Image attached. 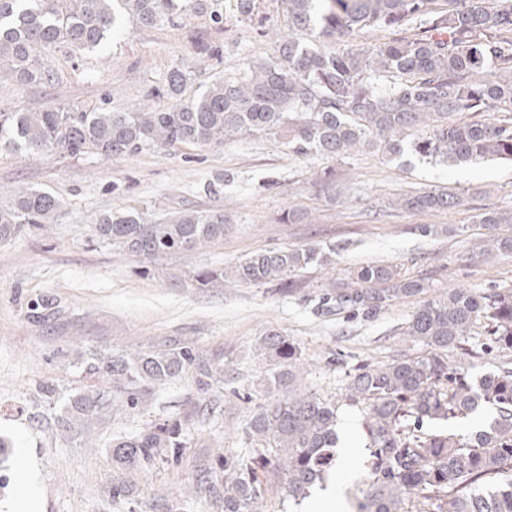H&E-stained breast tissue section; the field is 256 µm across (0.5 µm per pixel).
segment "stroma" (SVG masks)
<instances>
[{"instance_id": "1", "label": "stroma", "mask_w": 512, "mask_h": 512, "mask_svg": "<svg viewBox=\"0 0 512 512\" xmlns=\"http://www.w3.org/2000/svg\"><path fill=\"white\" fill-rule=\"evenodd\" d=\"M288 31L281 0H255L241 18L224 0V26L189 16L173 24L133 28L101 51L54 50L40 84L0 80V109H93L115 112L169 106L157 96L162 76L188 68L185 94L193 97L220 74L274 55ZM324 160L290 152L281 138L243 136L222 144L156 148L109 159L0 152V203L40 189L62 207L46 230H27L0 242V435L14 453L0 481V512H127L114 499L118 475L109 448L117 436L138 434L170 419L186 427L184 448L139 471L130 498L142 512H224L222 502L196 494L201 471L220 468L224 450L245 447L242 428L257 405L274 400L264 385L266 362L257 349L265 330L290 336L305 357V382L338 400L337 431L355 441L348 464L332 480L342 503L361 484L369 451L359 403L345 398L346 376L367 361L418 356L421 344L397 329L420 301L400 298L366 318L318 311L321 286L343 281L367 263L401 266L426 279L430 296L455 287L512 289V255L474 253L468 234L424 237L421 224H469L478 209H512V162L434 166L411 157L387 162L375 153L335 161L336 199L315 183ZM216 190L206 193L207 183ZM452 187L468 194L457 211L391 208L404 191ZM185 209L224 212L222 241L191 255L144 262L98 241L100 214L138 210L159 220ZM305 214L288 223L289 210ZM344 244L330 265L296 275L298 290L225 283L196 287L202 267H230L268 248ZM52 299L58 315L38 324L32 302ZM177 340L215 358L224 376L213 387L222 413L205 414L207 395L192 373L161 386L134 414H114L86 434L59 431L62 402L86 385L77 355L131 353Z\"/></svg>"}]
</instances>
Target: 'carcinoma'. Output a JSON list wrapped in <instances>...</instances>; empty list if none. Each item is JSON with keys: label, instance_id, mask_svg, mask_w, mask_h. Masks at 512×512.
<instances>
[{"label": "carcinoma", "instance_id": "1", "mask_svg": "<svg viewBox=\"0 0 512 512\" xmlns=\"http://www.w3.org/2000/svg\"><path fill=\"white\" fill-rule=\"evenodd\" d=\"M288 33L269 58L243 71L217 76L199 96L185 99L188 74L175 67L159 92L164 107L131 112L59 108L0 112V152L112 158L176 144L203 146L244 135H274L301 156L341 160L365 150L389 161L413 156L455 167L481 160H512V0H282ZM224 24V0H0V79L22 84L49 78L43 53L60 45L100 50L130 24L155 27L185 13ZM382 29L390 37L363 51L319 49L298 37ZM461 112L497 113L494 122L456 121ZM316 184L336 199V171L326 167ZM455 191L399 195L391 206L419 212L465 205ZM61 203L40 190L24 191L0 208V241L55 221ZM224 213L187 209L158 222L138 211L100 215L94 235L137 257L191 253L224 239ZM476 223L489 233L473 248L486 256L512 254V236L493 233L512 224V210L486 208ZM339 243L272 248L230 269L196 272L201 287L273 284L296 292L293 277L309 265L331 263ZM323 310L372 315L403 297L427 294L430 284L396 265L366 264L345 282L322 285ZM52 316V301L30 306L36 323ZM490 342L468 348L479 322ZM424 354L390 363L365 362L349 372L347 397L365 405L363 427L369 461L358 512H512V359L475 382L448 352L475 358L493 349L512 351V290L457 287L430 298L399 327ZM268 381L281 398L257 406L244 427L258 448L224 453V480L199 475L197 488L224 499V512H258L265 487L258 471L278 475L286 498L298 505L326 482L335 464L338 403L304 381V355L290 337L272 329L258 340ZM85 377L103 385L69 395L57 418L65 431L107 423L116 412L135 411L152 391L193 371L199 390H212L223 369L180 342L126 354L78 356ZM485 404L495 410L487 430L468 436L424 424L466 418ZM180 421L158 423L135 436L112 439L120 471L142 469L184 447Z\"/></svg>", "mask_w": 512, "mask_h": 512}]
</instances>
